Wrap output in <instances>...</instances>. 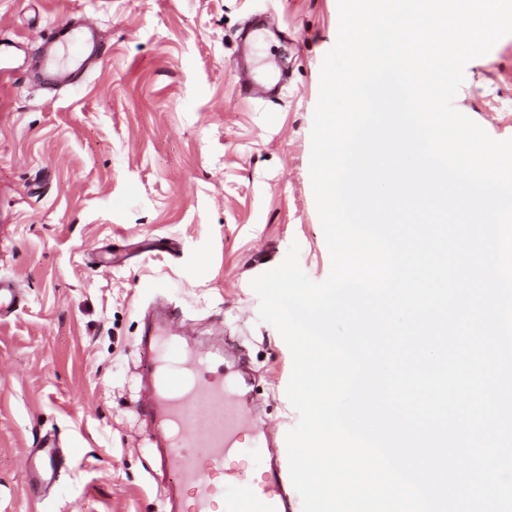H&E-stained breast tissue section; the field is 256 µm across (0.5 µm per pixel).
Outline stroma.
I'll use <instances>...</instances> for the list:
<instances>
[{"instance_id": "stroma-1", "label": "stroma", "mask_w": 512, "mask_h": 512, "mask_svg": "<svg viewBox=\"0 0 512 512\" xmlns=\"http://www.w3.org/2000/svg\"><path fill=\"white\" fill-rule=\"evenodd\" d=\"M257 79L287 72L277 102L243 95L237 37ZM98 19L108 57L57 94L29 82L40 32ZM337 0H0V277L22 298L0 315V512H164L168 482L137 402L143 317L178 308L187 341L235 340L242 393L271 447L226 468L286 461L299 415L291 353L250 286L300 247L307 276L331 258L310 178L311 130ZM454 105L512 138V35L471 60ZM47 433L74 455L41 497L23 456Z\"/></svg>"}]
</instances>
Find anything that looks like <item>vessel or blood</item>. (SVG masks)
<instances>
[{
	"instance_id": "vessel-or-blood-1",
	"label": "vessel or blood",
	"mask_w": 512,
	"mask_h": 512,
	"mask_svg": "<svg viewBox=\"0 0 512 512\" xmlns=\"http://www.w3.org/2000/svg\"><path fill=\"white\" fill-rule=\"evenodd\" d=\"M96 32L83 18L41 35L46 89L76 86L90 74V60L103 53ZM177 319L172 307L161 306L139 344L146 358L142 380L152 389L139 411L153 425L152 446L162 469L172 475L166 512H293L285 467L266 465L257 481L225 475L224 458L248 430L247 415L224 372L223 351L185 346ZM64 464L57 436H43L24 462L30 491L54 486Z\"/></svg>"
}]
</instances>
